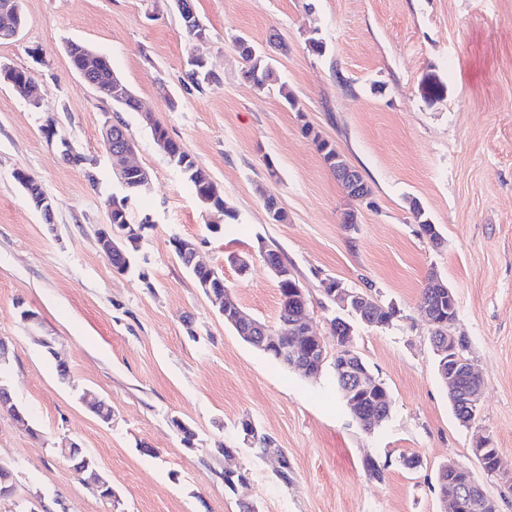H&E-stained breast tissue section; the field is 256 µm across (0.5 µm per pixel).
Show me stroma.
I'll return each mask as SVG.
<instances>
[{
    "label": "stroma",
    "mask_w": 512,
    "mask_h": 512,
    "mask_svg": "<svg viewBox=\"0 0 512 512\" xmlns=\"http://www.w3.org/2000/svg\"><path fill=\"white\" fill-rule=\"evenodd\" d=\"M22 6L28 22L0 42V65L29 70L42 100L31 106L0 83V338L10 348L0 381L29 424L0 413V465L15 478L0 512H447L436 474L449 460L499 512H512V0H194L208 29L199 45L187 40L174 0ZM239 36L271 58L297 108L243 78ZM312 36L323 53L310 48ZM71 42L105 55L140 111L119 110L86 84L68 58ZM195 53L218 80L189 91L182 79ZM432 77L445 85L442 98L425 92ZM144 110L211 176L235 218L200 205ZM117 116L151 180L130 203L133 220L152 223L125 273L97 244L108 197L120 190L102 139ZM306 123L360 172L368 199L345 193L303 136ZM67 146L92 167L64 161ZM20 170L51 199L53 223L31 207ZM269 194L286 223L269 219ZM414 200L441 246L418 235ZM349 211L356 223H344ZM177 238L193 241L239 305L270 326L280 291L266 254L279 253L331 356L329 323L349 312L325 295L326 280L395 307L392 326L357 322L352 339L389 392V420L364 429L331 366L307 378L242 341L178 258ZM432 273L455 294L452 332L466 337L484 381L467 424L438 377L433 327L419 308ZM24 307L37 322L21 319ZM85 390L111 404L110 421L81 401ZM177 419L194 430L193 447ZM244 419L270 437L274 455L243 449ZM481 436L499 453L498 473L474 454ZM67 439L94 457L112 499L57 453ZM220 442L238 447L234 463L247 473L234 491L214 452ZM280 454L290 464L284 481Z\"/></svg>",
    "instance_id": "stroma-1"
}]
</instances>
